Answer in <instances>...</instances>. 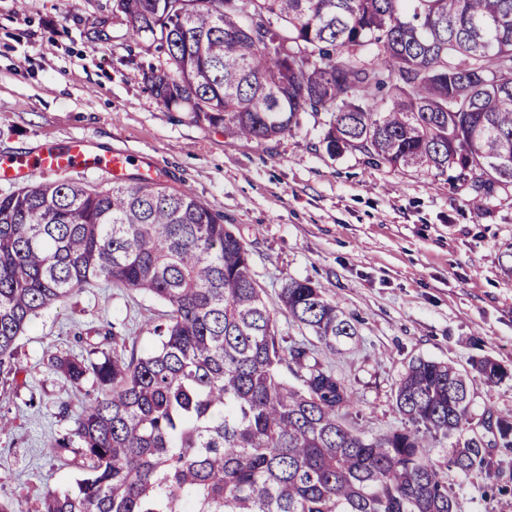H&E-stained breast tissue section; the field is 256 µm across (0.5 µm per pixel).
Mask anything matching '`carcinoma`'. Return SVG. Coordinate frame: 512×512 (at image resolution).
Here are the masks:
<instances>
[{"label": "carcinoma", "mask_w": 512, "mask_h": 512, "mask_svg": "<svg viewBox=\"0 0 512 512\" xmlns=\"http://www.w3.org/2000/svg\"><path fill=\"white\" fill-rule=\"evenodd\" d=\"M233 2L117 0L132 37L166 55L148 76L165 108L259 142L323 112L331 154L447 174L476 200L512 185V0H248V15ZM98 280L170 313L149 351L128 349L112 324L109 351L87 335L86 358L49 355L97 396L50 444L83 458L84 475L70 493H46L41 512H455L424 449L470 432L467 378L413 362L395 394L409 426L363 437L315 345H283L224 214L159 175L0 195V379L18 373L32 318ZM280 299L329 350L357 335L308 280ZM476 372L486 384L506 375L489 359ZM495 425L512 448V416ZM452 463L484 465L481 438L464 439Z\"/></svg>", "instance_id": "cac0c4a2"}]
</instances>
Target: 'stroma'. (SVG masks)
<instances>
[{"mask_svg": "<svg viewBox=\"0 0 512 512\" xmlns=\"http://www.w3.org/2000/svg\"><path fill=\"white\" fill-rule=\"evenodd\" d=\"M115 0H0V157H30L72 139L108 158L127 152L139 173L223 213L249 250L255 279L287 342L309 332L281 312L291 280H310L350 316L357 336L330 351L324 368L341 377L357 406L346 421L374 438L404 427L395 392L419 359L470 369L489 358L507 370L496 385L473 379V422L512 415V190L481 203L447 177L367 164L358 152L329 155L325 115H302L292 133L258 143L231 139L165 109L143 77L164 60L150 41L132 40ZM168 306L101 281L51 304L18 340L21 370L0 382V494L21 512L43 495L69 491L73 462L49 442L74 426L93 393L52 368L50 353L81 355L77 334L114 323L136 350L152 345ZM70 415H62V406ZM485 468L463 471L449 436L427 448L441 465L457 512H512V448L484 433Z\"/></svg>", "mask_w": 512, "mask_h": 512, "instance_id": "1", "label": "stroma"}]
</instances>
